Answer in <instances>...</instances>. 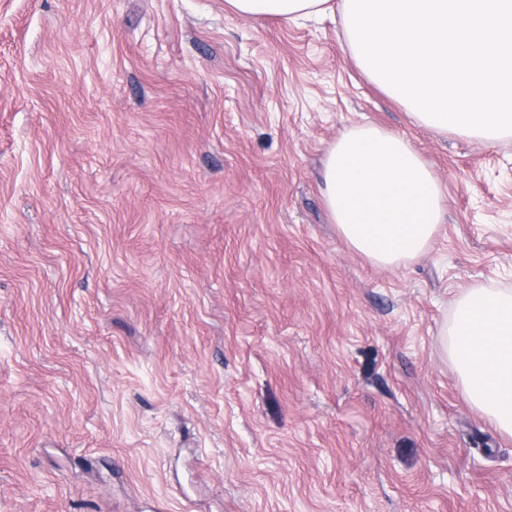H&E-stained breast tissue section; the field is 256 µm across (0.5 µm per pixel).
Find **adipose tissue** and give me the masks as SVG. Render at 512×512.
I'll return each instance as SVG.
<instances>
[{
  "instance_id": "obj_1",
  "label": "adipose tissue",
  "mask_w": 512,
  "mask_h": 512,
  "mask_svg": "<svg viewBox=\"0 0 512 512\" xmlns=\"http://www.w3.org/2000/svg\"><path fill=\"white\" fill-rule=\"evenodd\" d=\"M246 17L339 14L354 63L415 122L496 141L512 136V0H226ZM325 207L340 235L383 268L423 255L444 191L404 137L356 126L329 148ZM442 347L467 402L512 434V290L476 284L454 303Z\"/></svg>"
}]
</instances>
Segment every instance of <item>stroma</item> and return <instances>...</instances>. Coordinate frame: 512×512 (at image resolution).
Masks as SVG:
<instances>
[{
	"mask_svg": "<svg viewBox=\"0 0 512 512\" xmlns=\"http://www.w3.org/2000/svg\"><path fill=\"white\" fill-rule=\"evenodd\" d=\"M445 195L394 270L326 212L329 147ZM512 289V137L414 123L339 24L225 0H0V512H512L453 301Z\"/></svg>",
	"mask_w": 512,
	"mask_h": 512,
	"instance_id": "1",
	"label": "stroma"
}]
</instances>
